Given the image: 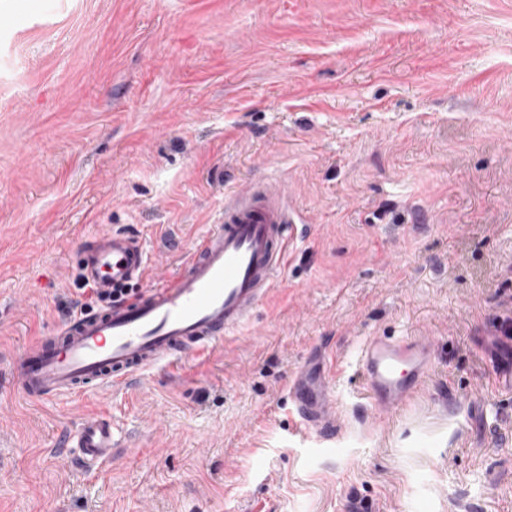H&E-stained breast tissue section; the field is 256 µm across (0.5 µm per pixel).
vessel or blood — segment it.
Masks as SVG:
<instances>
[{
    "mask_svg": "<svg viewBox=\"0 0 512 512\" xmlns=\"http://www.w3.org/2000/svg\"><path fill=\"white\" fill-rule=\"evenodd\" d=\"M294 215L276 192H230L224 218L194 247L187 267L168 282L71 318L12 360L24 397L79 396L120 387L144 372L169 367L189 352L222 344L242 328L268 294L280 268ZM79 275L102 294L139 281L147 255L140 240L118 230L93 234L81 251ZM434 341L424 336L364 340L358 359L363 390L377 418L392 416L424 384ZM335 362L304 368L290 385L295 413L314 436L336 437ZM121 443L110 417L84 419L68 433L60 456L96 472Z\"/></svg>",
    "mask_w": 512,
    "mask_h": 512,
    "instance_id": "obj_1",
    "label": "vessel or blood"
}]
</instances>
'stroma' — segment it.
I'll list each match as a JSON object with an SVG mask.
<instances>
[{
	"label": "stroma",
	"mask_w": 512,
	"mask_h": 512,
	"mask_svg": "<svg viewBox=\"0 0 512 512\" xmlns=\"http://www.w3.org/2000/svg\"><path fill=\"white\" fill-rule=\"evenodd\" d=\"M272 185L299 216L250 322L119 389L18 395L11 355L78 311V252L139 237L157 287ZM512 0H0V512H512ZM428 336L386 421L369 336ZM343 361L336 438L286 390ZM111 416L88 476L53 450Z\"/></svg>",
	"instance_id": "35a3bbf8"
}]
</instances>
